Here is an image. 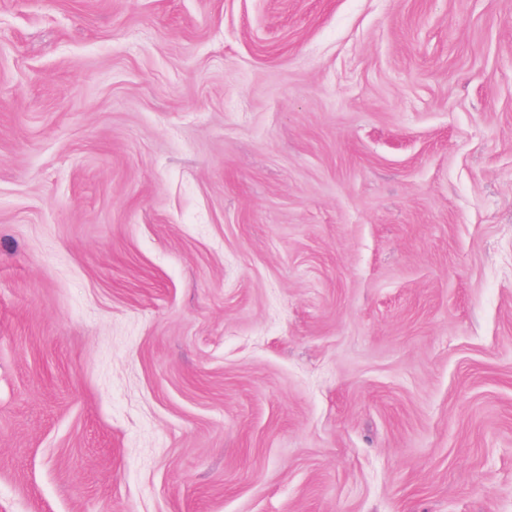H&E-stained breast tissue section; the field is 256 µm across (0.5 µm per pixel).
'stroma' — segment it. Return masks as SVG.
Returning a JSON list of instances; mask_svg holds the SVG:
<instances>
[{"label":"stroma","mask_w":512,"mask_h":512,"mask_svg":"<svg viewBox=\"0 0 512 512\" xmlns=\"http://www.w3.org/2000/svg\"><path fill=\"white\" fill-rule=\"evenodd\" d=\"M0 512H512V0H0Z\"/></svg>","instance_id":"obj_1"}]
</instances>
